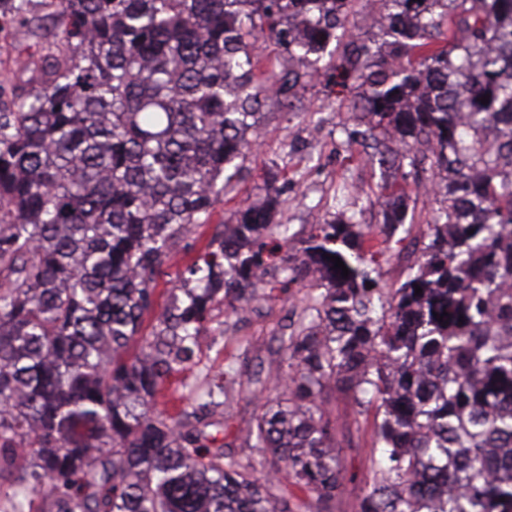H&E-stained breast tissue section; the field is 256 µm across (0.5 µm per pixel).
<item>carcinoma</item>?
I'll return each instance as SVG.
<instances>
[{
	"label": "carcinoma",
	"instance_id": "obj_1",
	"mask_svg": "<svg viewBox=\"0 0 512 512\" xmlns=\"http://www.w3.org/2000/svg\"><path fill=\"white\" fill-rule=\"evenodd\" d=\"M352 2L0 0V32L39 9L53 24L44 55L15 57L26 79L0 86L4 512H333L332 392L373 412L357 512H512V0H383L370 44L343 41ZM260 34L307 71L259 70ZM333 41L383 222L356 223L342 195L295 255L276 199L239 209L157 310L262 102L295 95ZM422 197L424 215L408 204ZM392 241L408 252L390 285ZM292 285L295 320L272 337L287 372L229 359L192 410L158 407L215 301L238 312ZM245 392L264 401L237 451L214 415Z\"/></svg>",
	"mask_w": 512,
	"mask_h": 512
}]
</instances>
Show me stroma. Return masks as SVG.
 <instances>
[{"label": "stroma", "instance_id": "1", "mask_svg": "<svg viewBox=\"0 0 512 512\" xmlns=\"http://www.w3.org/2000/svg\"><path fill=\"white\" fill-rule=\"evenodd\" d=\"M339 62V52L327 47L319 73L299 89L292 107L280 106L273 99L263 107L256 144L232 191L217 205L211 223L194 231L200 242L223 230V222L233 210L262 204L271 193L280 200L276 221L292 225L294 245L302 247L309 225L333 213V197L345 182L354 192L360 223H381L382 201L376 188L379 173L370 164L368 150L348 143L347 132L356 128L357 120L349 109L351 91L336 83ZM294 302V290L278 289L238 314L216 306L194 363L164 385L169 411L190 407V384L223 372L227 357L260 366L271 375L286 369V361L269 338L278 325L288 323ZM330 408L336 415L337 436L350 475L336 500L335 512H356L371 473L372 422L354 403L336 399Z\"/></svg>", "mask_w": 512, "mask_h": 512}]
</instances>
